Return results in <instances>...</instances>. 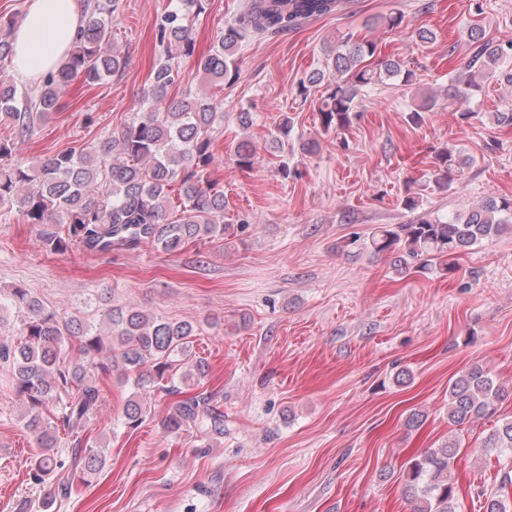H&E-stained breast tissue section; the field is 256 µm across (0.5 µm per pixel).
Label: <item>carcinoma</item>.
Returning a JSON list of instances; mask_svg holds the SVG:
<instances>
[{
  "label": "carcinoma",
  "mask_w": 512,
  "mask_h": 512,
  "mask_svg": "<svg viewBox=\"0 0 512 512\" xmlns=\"http://www.w3.org/2000/svg\"><path fill=\"white\" fill-rule=\"evenodd\" d=\"M205 0H178L175 8L156 17L155 61L138 112L98 145L78 144L67 151L27 162L19 143L61 109V95L78 82L91 87L120 74L126 57L112 41V25L123 0H84L82 27L68 58L47 74L34 91L17 86L4 71L13 60L10 37L0 38V125L15 136H0V216L19 213L27 224L44 226L43 247L64 254L76 246L87 252L108 253L150 243L167 255L198 242H220L231 229L224 223V188L211 178L215 163L212 130L224 118L218 91L239 73L238 51L249 36H272L293 31L303 23L334 14L343 0H245L238 20L223 28L213 49L196 56L190 26ZM405 15L393 12L369 24L403 27ZM471 51L461 72L451 78L450 96L463 107L460 118L470 121V108L491 74L512 86V38L487 39L476 27L469 31ZM377 45L351 35L328 53L326 66L340 81L326 90L318 105L323 133L339 132L359 116L358 98L366 88L397 78L403 85L416 81L403 62L383 58L365 63ZM197 58L198 71L212 93L174 94L180 78L179 60ZM247 141L238 143L235 164L254 165ZM434 186L448 190L452 174L468 164L446 149L437 154ZM404 207L414 213L405 224L375 227L343 241L342 249L394 255L401 272L454 270V261L468 248L512 230V199H486L454 217L444 219L420 210L419 199L406 196ZM12 306L22 312L12 335L0 336V364L10 376L9 388L22 401V421L38 453L31 480L47 486L42 507L68 498L74 482H87L106 465L105 449L86 437L103 401L102 377L117 371L132 383L136 394L122 410L123 424L139 428L149 414L145 396L161 392L175 397L163 428L167 433H197L212 440L224 436V410L204 393L176 385L175 378L202 381L210 372L207 361L193 352L199 328L190 322L158 317L130 304H115L106 313L108 334L94 323L51 310L26 288L11 291ZM503 388L490 370L473 364L448 385V423L455 426L490 419L497 413ZM71 439L70 478L54 482L64 467L62 438ZM497 453L500 483L487 497L484 512H508L512 488V418L502 419L484 440ZM460 444L450 439L414 460L407 472V493L413 512H457V491L448 473Z\"/></svg>",
  "instance_id": "1"
}]
</instances>
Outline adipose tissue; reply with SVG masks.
Instances as JSON below:
<instances>
[{"label": "adipose tissue", "instance_id": "ef3b65f1", "mask_svg": "<svg viewBox=\"0 0 512 512\" xmlns=\"http://www.w3.org/2000/svg\"><path fill=\"white\" fill-rule=\"evenodd\" d=\"M81 20L78 0H26L13 38L16 77L37 82L57 69L67 57Z\"/></svg>", "mask_w": 512, "mask_h": 512}]
</instances>
